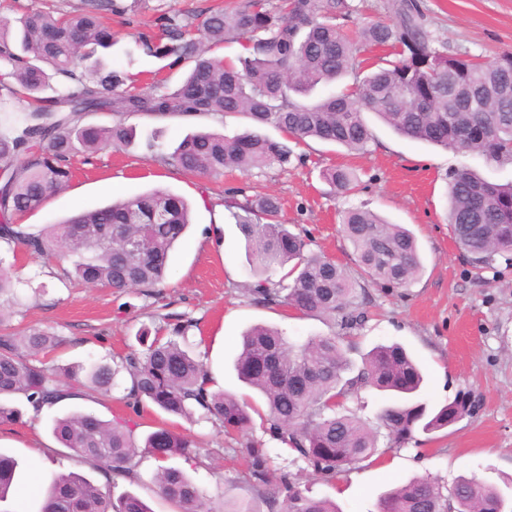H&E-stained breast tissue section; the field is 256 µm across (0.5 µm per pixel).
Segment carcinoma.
<instances>
[{
  "mask_svg": "<svg viewBox=\"0 0 512 512\" xmlns=\"http://www.w3.org/2000/svg\"><path fill=\"white\" fill-rule=\"evenodd\" d=\"M119 9L117 0H81L57 17L31 9L17 20L16 31L0 16V112L23 105L16 123L0 132V162L9 165L0 182V243L68 262L71 269L64 274L86 285L139 288L148 294L163 285L170 252L190 224L188 203L154 188L38 232L15 219L69 186L75 155L83 153L88 160L107 148L129 147L135 138L126 124L131 114L246 119L251 129L242 134L198 132L173 151L154 154L162 167L214 180L226 170L248 174L291 162L288 145L262 132L268 125L297 144L317 139L363 154L373 141L367 113L406 138L512 163V52L492 61L448 54L426 29L418 0H398L388 19L363 24L357 42L342 29L359 11L354 0H243L231 10L211 8L193 17L160 8L159 32L139 34L138 43L146 55L170 60L168 68L185 69L173 89L165 78L145 83L104 64L113 33L102 13ZM230 40L243 47L234 60L216 54ZM359 42L387 49L394 59L380 57L366 72L358 59ZM347 76L351 92L302 101L317 87ZM95 112L111 114V125L83 124ZM322 178L341 194L356 186L354 173L342 167L322 170ZM448 198L446 219L471 264L485 266L495 255L512 251V182L493 183L463 168L450 176ZM227 208L246 239L256 278L248 286L253 301L323 317L346 334L362 322L353 309L356 289L403 287L421 269L409 230L365 207L349 208L340 217L343 235L354 248L356 279L332 259L307 251L306 239L280 220L277 198H233ZM289 263L291 270L273 281L272 273ZM21 280V269L0 257V318L5 305L16 301ZM188 328L175 323L168 335L154 337L144 350L128 352L115 365L89 364L84 381L76 385L75 374L32 361L59 346L54 332L31 327L1 334L0 423L22 417L12 404L17 395L38 415L74 396L77 385L108 393L124 372L129 378L125 402L137 414L148 405L181 418L199 411L228 436L248 431L253 425L249 405L209 390L205 364L185 348ZM235 370L265 399L267 413L260 419L266 432L327 477L378 461L381 437L387 448H402L416 440V433H435L471 411L468 394L460 393L435 410L403 401L382 407L373 423L359 419L345 404L361 390L407 398L420 390L424 377L398 344L377 345L356 367L343 337L334 332L294 345L274 328L254 326L241 338ZM52 434L105 483L60 473L41 512H151L132 492L112 493L117 479H133L145 459L156 463L158 491L179 512H214L184 472L165 465L175 456L195 460L200 444L192 438L162 426L140 442L130 422L106 421L88 411L54 418ZM241 452L251 459L254 484L265 488L266 510L239 503L225 512H340L290 480L272 484L260 444L248 443ZM19 478L17 459L0 452V504ZM451 490L445 496L433 479H412L381 496L376 512H498L503 498L498 487L475 475L459 478Z\"/></svg>",
  "mask_w": 512,
  "mask_h": 512,
  "instance_id": "1",
  "label": "carcinoma"
}]
</instances>
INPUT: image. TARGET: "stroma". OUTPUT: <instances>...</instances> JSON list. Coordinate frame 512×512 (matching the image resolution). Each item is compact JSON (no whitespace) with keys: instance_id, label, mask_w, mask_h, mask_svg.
Wrapping results in <instances>:
<instances>
[{"instance_id":"35a3bbf8","label":"stroma","mask_w":512,"mask_h":512,"mask_svg":"<svg viewBox=\"0 0 512 512\" xmlns=\"http://www.w3.org/2000/svg\"><path fill=\"white\" fill-rule=\"evenodd\" d=\"M224 2L241 0H120L121 13L110 16L115 37L111 68L136 74L164 70L163 60L144 55L134 37L155 31L157 4L194 13ZM428 31L448 46L449 53H470L493 59L512 52V0H419ZM136 128L130 148L99 152L92 162L72 160L69 187L48 198L43 207L23 216L31 230L55 224L80 210L93 209L162 187L185 198L191 207L188 233L170 255L165 284L145 294L137 289L115 292L91 288L64 276L61 267L19 254L16 265L26 278L17 285V305L6 309L7 325L19 331L40 327L57 333L62 344L44 355L49 364L111 361L137 347L141 329H156L184 316L194 323L188 349L206 364L213 389L242 395L234 362L241 334L257 324L282 329L294 343L328 333L317 317H301L281 307L255 304L247 290L252 280L246 244L225 201L235 191L249 197L275 195L281 219L304 233L311 252L334 258L354 269L351 245L339 232L340 211L364 206L405 225L416 236L422 269L403 288L370 287L359 293L366 321L355 331L351 358L379 343L404 345L425 373L423 400L439 407L458 393H470L474 408L434 438L392 449L381 462H362L329 478L304 461L294 460L261 424L242 435L226 436L206 419H175L147 408L133 415L123 401V386L55 405L39 416L25 414L20 422L0 424V451L21 465V487L11 512H38L46 486L57 473L77 471L92 479L100 474L71 457L51 433L54 416L88 410L102 419H135L136 435L160 426L197 437L202 442L197 468L181 457L170 459L212 499L215 506L259 500L250 478V462L241 453L246 442L268 448L274 459L273 479L287 477L316 498L336 502L341 512H373L380 495L417 477L437 478L448 489L462 475H477L498 487L512 484V269L504 258L475 267L466 262L446 222L449 173L472 168L487 179L512 181V164L496 165L477 155L410 140L377 118H370L374 140L364 154L311 140L295 146L286 168L225 173L213 181L159 166L146 147L155 138L162 151H172L188 134L212 130L228 135L244 131L245 119L228 116L156 119L128 116ZM343 165L359 180L354 194L342 195L322 178L324 168ZM155 464L144 460L134 480H119L118 491L144 498L153 512H176L153 481Z\"/></svg>"}]
</instances>
